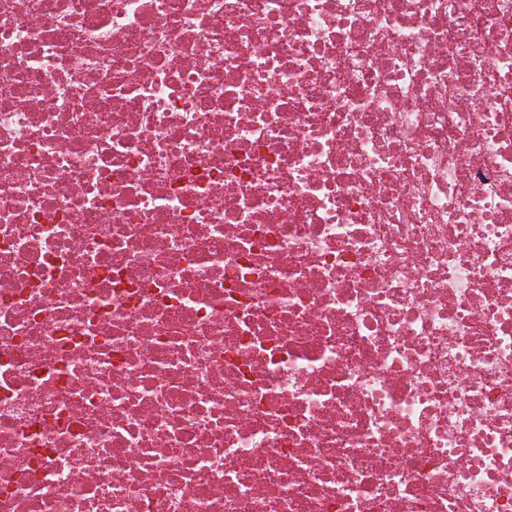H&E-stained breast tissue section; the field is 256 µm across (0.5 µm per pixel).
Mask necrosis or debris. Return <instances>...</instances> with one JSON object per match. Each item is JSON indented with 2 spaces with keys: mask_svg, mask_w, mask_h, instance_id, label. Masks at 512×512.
Returning <instances> with one entry per match:
<instances>
[{
  "mask_svg": "<svg viewBox=\"0 0 512 512\" xmlns=\"http://www.w3.org/2000/svg\"><path fill=\"white\" fill-rule=\"evenodd\" d=\"M0 512H512V0H0Z\"/></svg>",
  "mask_w": 512,
  "mask_h": 512,
  "instance_id": "obj_1",
  "label": "necrosis or debris"
}]
</instances>
